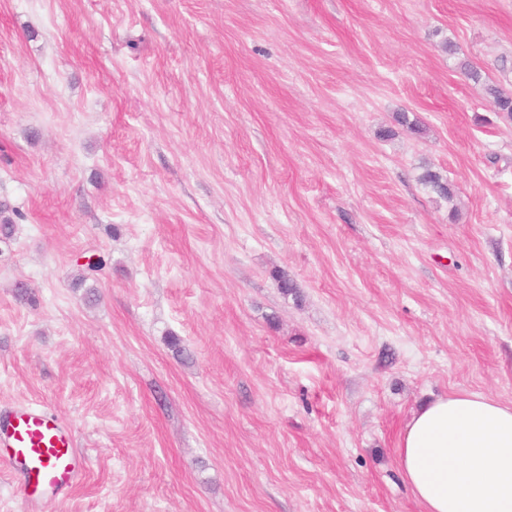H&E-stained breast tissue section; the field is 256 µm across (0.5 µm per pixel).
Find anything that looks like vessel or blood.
<instances>
[{
    "mask_svg": "<svg viewBox=\"0 0 512 512\" xmlns=\"http://www.w3.org/2000/svg\"><path fill=\"white\" fill-rule=\"evenodd\" d=\"M86 466L58 415L29 405L0 412V468L14 471L34 495L74 489Z\"/></svg>",
    "mask_w": 512,
    "mask_h": 512,
    "instance_id": "obj_1",
    "label": "vessel or blood"
}]
</instances>
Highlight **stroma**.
I'll return each instance as SVG.
<instances>
[{"instance_id":"1","label":"stroma","mask_w":512,"mask_h":512,"mask_svg":"<svg viewBox=\"0 0 512 512\" xmlns=\"http://www.w3.org/2000/svg\"><path fill=\"white\" fill-rule=\"evenodd\" d=\"M489 84L512 0H0V407L88 461L37 503L0 470V512H422L412 412L512 403Z\"/></svg>"}]
</instances>
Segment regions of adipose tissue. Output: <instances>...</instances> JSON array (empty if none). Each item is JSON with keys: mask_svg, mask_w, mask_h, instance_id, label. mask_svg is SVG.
I'll return each instance as SVG.
<instances>
[{"mask_svg": "<svg viewBox=\"0 0 512 512\" xmlns=\"http://www.w3.org/2000/svg\"><path fill=\"white\" fill-rule=\"evenodd\" d=\"M423 512H512V404L467 390L420 406L398 444Z\"/></svg>", "mask_w": 512, "mask_h": 512, "instance_id": "ef3b65f1", "label": "adipose tissue"}]
</instances>
